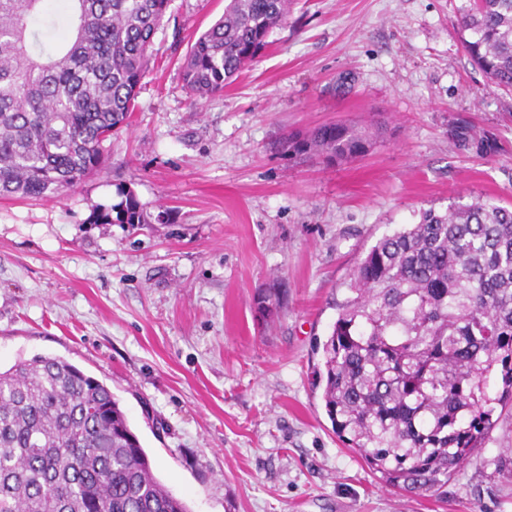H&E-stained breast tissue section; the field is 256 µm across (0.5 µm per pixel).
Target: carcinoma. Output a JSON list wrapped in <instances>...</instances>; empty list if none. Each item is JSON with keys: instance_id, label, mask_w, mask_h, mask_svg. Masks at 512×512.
<instances>
[{"instance_id": "carcinoma-1", "label": "carcinoma", "mask_w": 512, "mask_h": 512, "mask_svg": "<svg viewBox=\"0 0 512 512\" xmlns=\"http://www.w3.org/2000/svg\"><path fill=\"white\" fill-rule=\"evenodd\" d=\"M45 0H0V196L44 200L97 171L129 126L169 0H71L63 43L33 29ZM292 0H228L191 43L184 87L224 92L288 21ZM462 46L497 86L512 87V0H464ZM451 137L476 156L495 138L459 119ZM370 139L345 123L293 135L290 157L339 162ZM91 224L165 223L132 190ZM336 303L314 387L333 431L388 487L439 492L512 403V207L491 200L431 207L360 259ZM499 371L502 391L487 379ZM0 512H190L154 475L112 392L63 358L0 370Z\"/></svg>"}]
</instances>
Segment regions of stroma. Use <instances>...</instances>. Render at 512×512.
<instances>
[{"label": "stroma", "mask_w": 512, "mask_h": 512, "mask_svg": "<svg viewBox=\"0 0 512 512\" xmlns=\"http://www.w3.org/2000/svg\"><path fill=\"white\" fill-rule=\"evenodd\" d=\"M225 4L170 0L101 170L58 199H0V369L51 355L98 379L191 512H512L492 465L512 409L443 495H411L344 447L311 374L379 239L430 207L512 205V89L464 54L461 0H295L257 60L196 103L181 61ZM462 117L500 153L459 151ZM330 121L375 130L365 155L283 152ZM121 187L167 223H89Z\"/></svg>", "instance_id": "35a3bbf8"}]
</instances>
